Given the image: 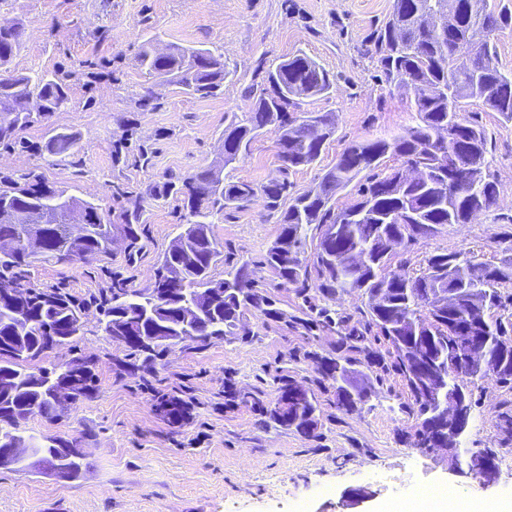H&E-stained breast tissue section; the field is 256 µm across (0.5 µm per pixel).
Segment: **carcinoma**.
I'll list each match as a JSON object with an SVG mask.
<instances>
[{
  "mask_svg": "<svg viewBox=\"0 0 512 512\" xmlns=\"http://www.w3.org/2000/svg\"><path fill=\"white\" fill-rule=\"evenodd\" d=\"M462 10L455 25L431 30L422 18L436 0H394L386 23L374 31L373 52L388 84L414 95L417 122L389 137L351 142L328 169L315 188L290 193L288 172L316 163L325 141L334 133L330 114L299 113L300 101L322 95L332 87L329 74L305 54H297L265 70L251 111L232 115L224 126V165L245 157L262 130L272 126L278 132L280 177L260 186L247 181H227L213 166L197 171L182 186L167 182L159 194L182 198L183 209L192 218L183 232L169 244L160 258L153 282L146 288H112V296L99 307L104 331L131 354L152 363L165 348L145 342L157 328L166 327L176 335L187 330L203 343L238 335L246 315L262 313L276 317L273 300L258 289L251 278L249 263L224 269V278L212 276L221 256L211 218L226 209H242L256 194L266 199L271 214H279L281 230L268 249L264 264L278 279V287L294 288L305 295L309 282L325 296L363 291L368 300L367 323L390 344L388 357L375 356L372 363L391 367L406 381L417 419L429 415L431 399L426 394L423 373L414 369L407 348V336H417L434 355H442L436 378L453 376L448 368V345L454 336L475 328L483 344L496 353L502 368L495 379L512 385V322L504 324L491 316L503 306L498 288L512 284V256L497 264L456 261L455 253L432 254L419 271L390 272L392 254L385 241L404 240V247L434 235L445 224H467L476 212L495 204L498 184L491 174L488 140L484 129L462 116L458 102L478 98L507 121H512V73L499 69L493 39L488 33L512 28V10H495L488 0H459ZM22 25L0 27V143L15 142L19 131L60 112L69 102L65 77L57 74L31 76L11 69L22 44ZM482 39L480 56L459 55L463 43ZM140 66L176 87L179 92L206 98L224 90L229 71L224 56L207 48L173 45L157 55L145 43L139 52ZM458 126L464 153L453 159L430 151L436 132L450 124ZM75 140L65 134L49 139L50 155L67 153ZM395 165L377 173L383 160ZM485 176L481 185H469L471 167ZM373 175L357 189L358 198L348 207L337 208L336 191L347 187L362 172ZM83 212L86 234L73 236L69 218ZM126 223L114 224L94 204L69 196L49 185L44 176L31 171L3 180L0 188V238L15 240L14 249L0 256V285L12 284L20 291L0 297V449L30 448L42 456L66 460L68 478L80 477L87 467L80 452L81 441L43 436H24L20 423L34 414L51 419L63 417L74 404L35 387L48 369L36 371L27 364L40 359L47 349L57 347L58 337L74 345L82 328L83 306L60 292L39 290L22 284L27 267L36 259L30 251L32 225L41 224L39 255L61 260L75 256L110 252L112 233L120 231L134 244L138 240V209L126 212ZM318 231L314 259L304 258L307 230ZM335 235H329L332 227ZM373 246L359 273L348 278L336 264V255L359 244ZM199 309L198 317L185 323L181 312ZM344 377L336 375L337 360L321 364L319 373L336 383L337 407L358 410L368 398L365 389L351 380L354 360L343 357ZM74 372L79 383L75 398L93 395L95 373L90 360L77 356L62 365ZM161 411L171 421L184 419L182 406L172 400L160 401ZM318 409L315 395L303 404H291L288 413L279 408L265 410L276 424L304 430L317 421L308 414ZM500 442H512V409L497 415Z\"/></svg>",
  "mask_w": 512,
  "mask_h": 512,
  "instance_id": "obj_1",
  "label": "carcinoma"
}]
</instances>
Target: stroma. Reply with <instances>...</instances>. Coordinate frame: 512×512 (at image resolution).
Listing matches in <instances>:
<instances>
[{
	"label": "stroma",
	"mask_w": 512,
	"mask_h": 512,
	"mask_svg": "<svg viewBox=\"0 0 512 512\" xmlns=\"http://www.w3.org/2000/svg\"><path fill=\"white\" fill-rule=\"evenodd\" d=\"M393 0H0V26L24 25L12 66L31 75L66 78L70 102L43 125L0 144V177L29 171L98 205L113 223L132 201L141 205L136 249L115 240L110 256L33 263L27 286L58 289L84 303L83 331L75 347L52 351L39 362L53 368L75 356L93 360L96 390L60 419L39 415L25 434L81 438L88 466L80 478L58 481L17 467L0 468V512H353L345 494L370 493L362 512H387L414 500L422 486L441 484L485 504L512 508V444L499 445L496 415L512 406V387L494 380L469 385L471 422L458 454L495 449L499 479L491 486L452 475L446 457L415 447L418 426L403 377L370 364L388 344L365 331L348 351L338 326L312 328L309 307L328 308L363 328L366 299L353 290L306 298L279 288L264 255L278 226L256 196L244 209L217 215L222 247L212 271L249 262L281 318L253 316L247 339L200 346L193 340L163 353L151 371L137 369L127 348L98 326V307L114 285L144 288L164 250L186 221L179 198L158 196L159 186L216 163L224 119L249 111L251 91L263 80V62L303 53L330 75V93L303 100L302 110L328 112L335 132L320 159L291 169L294 191L318 186L352 141L387 136L412 126L413 96L379 82L368 40L385 23ZM203 46L223 54L231 76L218 95L199 98L160 85L136 57L144 42ZM464 117L482 125L490 145L499 200L467 224H446L407 253L411 268L427 256L466 252L496 262L512 252V122L478 99L460 104ZM76 139L69 152L48 156L56 133ZM278 133L264 129L247 157L227 166L231 181L262 184L278 177ZM352 356L355 379L369 398L358 411L336 406L335 388L320 384L322 359ZM287 375L319 399L318 428L302 433L265 422L251 402L275 401L276 379ZM192 402L187 423H171L158 409L163 394Z\"/></svg>",
	"instance_id": "obj_1"
}]
</instances>
